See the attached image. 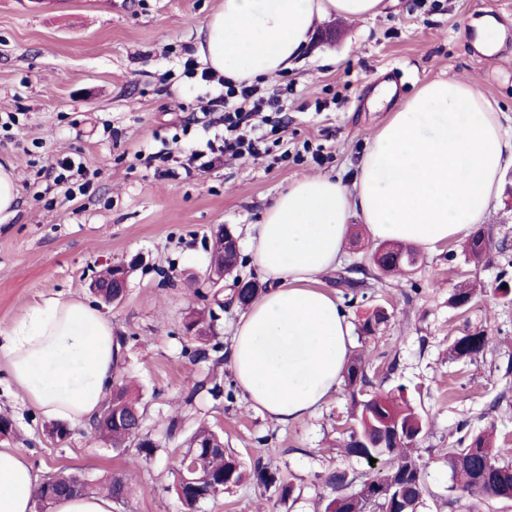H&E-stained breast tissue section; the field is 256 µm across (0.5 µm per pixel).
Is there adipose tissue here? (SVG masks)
Returning <instances> with one entry per match:
<instances>
[{
	"mask_svg": "<svg viewBox=\"0 0 512 512\" xmlns=\"http://www.w3.org/2000/svg\"><path fill=\"white\" fill-rule=\"evenodd\" d=\"M385 0H224L199 27L196 54L236 82L270 84L309 43L316 21L363 20ZM498 104L469 81L419 87L375 129L351 181L295 179L246 230L244 244L270 282L242 311L229 353L248 407L276 425L306 421L335 395L352 327L321 277L340 264L359 220L376 242L433 250L484 223L512 135ZM119 346L99 308L46 297L0 338L10 383L54 422L82 426L102 409ZM39 486L24 455L0 443V512H33Z\"/></svg>",
	"mask_w": 512,
	"mask_h": 512,
	"instance_id": "ef3b65f1",
	"label": "adipose tissue"
}]
</instances>
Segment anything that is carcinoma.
<instances>
[{
	"label": "carcinoma",
	"mask_w": 512,
	"mask_h": 512,
	"mask_svg": "<svg viewBox=\"0 0 512 512\" xmlns=\"http://www.w3.org/2000/svg\"><path fill=\"white\" fill-rule=\"evenodd\" d=\"M392 252L384 256L391 261L390 273L415 269L419 256L412 247L391 243ZM506 250L482 235H473L467 245V257L476 265L483 263L493 248ZM241 257L225 262L224 276L233 282L240 280L249 284L238 289V296L230 302L240 308L247 307L259 297L262 289L258 283L240 274ZM489 341L484 330L467 332L457 336L450 344L454 357L473 358L479 355ZM345 388L351 397L350 427L344 453L369 465V472L361 481L347 469L328 472L323 484L331 493L321 497L323 512H417L426 494L424 465L416 455V445L423 436L426 421L402 394L388 396L369 394L361 399L367 384L366 365L355 357L347 366L344 375ZM112 406L127 412L139 411L135 399L129 396L128 388L118 382L112 384ZM94 433L112 441V448L124 451L129 443L137 449V456L129 459L135 464L140 457L153 454L156 443L141 437L142 430L121 424H111L103 416L96 417L91 425ZM224 441L220 435L207 427H201L193 435L189 448L193 450L195 469L179 473L174 491L187 512H196L200 501L213 496L219 490L240 483L245 473L237 457L222 450ZM448 467L454 480L451 490L468 499L472 504H481L489 499H498L504 494L512 496V447L495 444L484 432L465 434L456 444L446 449ZM385 457L390 466L383 472L369 464V459ZM253 477L266 487H275L279 501L284 502L293 494V487L282 481L275 473L264 467H256Z\"/></svg>",
	"instance_id": "carcinoma-1"
}]
</instances>
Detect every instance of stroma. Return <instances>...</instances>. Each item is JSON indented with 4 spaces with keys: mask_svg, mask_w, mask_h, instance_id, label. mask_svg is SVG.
<instances>
[{
    "mask_svg": "<svg viewBox=\"0 0 512 512\" xmlns=\"http://www.w3.org/2000/svg\"><path fill=\"white\" fill-rule=\"evenodd\" d=\"M222 2L0 0V114L14 115L0 124V159L12 162L20 189L16 216L0 224V334L42 297L91 298L89 284L107 265L140 256L125 298L101 311L124 341L119 375L140 397L142 435L157 447L133 467L88 426L57 443L48 419L14 394L1 363L0 416L14 424L9 444L39 476L64 471L99 485L122 476L131 491L112 512H182L174 492L179 462L203 424L223 435L246 471L266 467L295 491L282 504L249 477L201 502L198 512H321L328 471L365 475L366 465L341 451L352 425L345 389L313 418L285 427L248 409L241 395L216 400L208 393L213 382H233L228 360L211 347L230 348L241 313L233 304L216 308L207 296L215 233L226 226L244 235L296 177L348 178L384 116L368 105L384 81L394 83L397 103L430 80L476 81L498 102L512 134V0H386L372 18L319 21L284 76L294 90L284 146L292 153L322 149V160L311 153L286 163L267 156L162 176L135 153L165 148L180 161L204 139L202 123L191 117L205 86L167 73L191 55L198 27ZM484 15L503 28L489 55L474 48L470 32ZM65 156L80 160L93 183L72 200L47 175ZM484 228L508 248L479 266L468 261L463 243L451 241L422 252L416 270L385 275L371 260L375 242L359 232L337 270L322 277L330 287L340 271L358 281V298L342 305L352 327L376 307L390 313L375 335H354L353 351L367 363L366 392H405L429 421L419 512H512V501L473 508L455 499L442 453L464 429L490 428L496 441L512 443V300L496 292L500 279L512 283V166ZM457 288L475 290L468 309L452 305ZM194 309L214 312L196 340L184 330ZM476 329L489 336L484 352L453 357L454 337ZM199 382L203 390L185 403ZM173 419L179 426L172 431Z\"/></svg>",
    "mask_w": 512,
    "mask_h": 512,
    "instance_id": "obj_1",
    "label": "stroma"
}]
</instances>
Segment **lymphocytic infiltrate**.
Returning a JSON list of instances; mask_svg holds the SVG:
<instances>
[{"mask_svg": "<svg viewBox=\"0 0 512 512\" xmlns=\"http://www.w3.org/2000/svg\"><path fill=\"white\" fill-rule=\"evenodd\" d=\"M184 78L207 86L201 110L204 127L212 135L189 149L185 173L206 172L223 160L259 158L269 154L270 139H284L288 128L289 91L283 87L267 90L255 84L236 83L194 59L182 64Z\"/></svg>", "mask_w": 512, "mask_h": 512, "instance_id": "obj_1", "label": "lymphocytic infiltrate"}]
</instances>
